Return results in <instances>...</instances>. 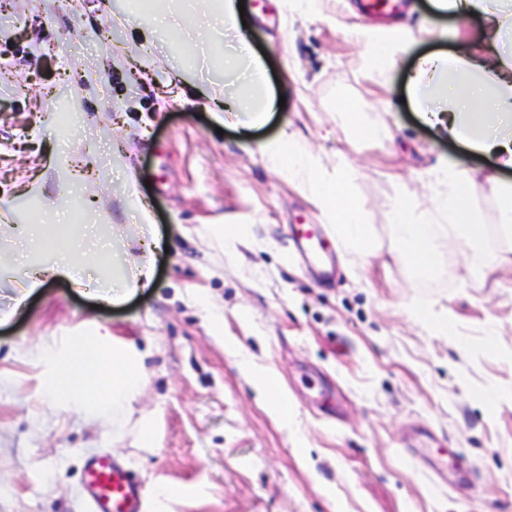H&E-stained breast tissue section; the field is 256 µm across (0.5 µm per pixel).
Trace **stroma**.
Here are the masks:
<instances>
[{"label":"stroma","instance_id":"35a3bbf8","mask_svg":"<svg viewBox=\"0 0 512 512\" xmlns=\"http://www.w3.org/2000/svg\"><path fill=\"white\" fill-rule=\"evenodd\" d=\"M246 35L268 90L284 107L252 129L218 125L224 28L210 41L128 24L131 0H8L0 14V225L31 223L52 201H81L74 217L118 253L138 254L129 180L156 227L155 277L117 306L51 279L0 325V512H86L87 460L113 454L140 485L178 484L167 512H512V235L500 189L512 170L425 125L410 99L429 53L463 54L429 0H395L387 17L360 0H244ZM412 36L387 70L369 68L357 25ZM382 126L359 139L345 108ZM289 134L356 172L352 195L368 226L365 251L344 247L306 188L264 155ZM95 157L75 183L68 161ZM440 166L480 175L468 201L479 218L476 267L464 238L430 203ZM415 193L439 230L435 276L402 258L393 203ZM321 225L332 277L301 254L293 228ZM248 237L225 247L222 229ZM22 237L0 251V309L26 258ZM448 320L435 335L418 319ZM88 321L146 355L149 381L125 439L42 403L27 353L39 338ZM273 373L291 412L280 419L254 384ZM150 416L151 448L135 447Z\"/></svg>","mask_w":512,"mask_h":512}]
</instances>
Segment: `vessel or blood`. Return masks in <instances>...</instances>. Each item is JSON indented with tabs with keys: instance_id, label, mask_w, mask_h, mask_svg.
<instances>
[{
	"instance_id": "obj_1",
	"label": "vessel or blood",
	"mask_w": 512,
	"mask_h": 512,
	"mask_svg": "<svg viewBox=\"0 0 512 512\" xmlns=\"http://www.w3.org/2000/svg\"><path fill=\"white\" fill-rule=\"evenodd\" d=\"M84 486L89 512H142L139 485L109 455L89 460Z\"/></svg>"
}]
</instances>
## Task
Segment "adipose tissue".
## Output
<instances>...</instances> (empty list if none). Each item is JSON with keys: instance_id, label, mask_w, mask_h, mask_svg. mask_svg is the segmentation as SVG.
<instances>
[{"instance_id": "adipose-tissue-1", "label": "adipose tissue", "mask_w": 512, "mask_h": 512, "mask_svg": "<svg viewBox=\"0 0 512 512\" xmlns=\"http://www.w3.org/2000/svg\"><path fill=\"white\" fill-rule=\"evenodd\" d=\"M437 11L462 22L472 17L483 22L484 38L474 44L468 57L449 60L441 55L421 59L411 89L442 86L449 69L460 73L458 82L443 93L436 106H427L424 98L416 100L424 121L437 132L473 145L497 158L504 167H512V0H433ZM221 20L225 27L240 29L238 0H192V8L182 18L197 39L208 38L209 19ZM269 160L290 180L308 183L314 201L336 222L341 241L350 247H363L368 230L361 219V209L350 193L354 171L338 164L333 178H324L321 158L297 147L289 136L267 143ZM437 187V210L450 213L457 232L472 244V259L483 263L478 247V217L468 207L467 198L476 187L465 173L441 168L433 172ZM129 204L141 217L142 254L111 282L74 280L77 288H86L103 301L117 304L125 294L147 287L154 273V235L149 212L138 194H131ZM65 204H53L31 231L36 242L54 254L52 264L29 263L18 285L14 310H21L26 299L43 288L47 278L69 274L75 263L93 257V250L83 249L70 233L61 231L59 218ZM393 230L401 251L413 269L423 277L435 270L439 243L431 225L421 223L410 198H400L394 210ZM37 371L39 392L47 402L63 404L88 420L98 422L113 433H120L122 417L142 393L147 372L145 356L132 345L113 336L103 325L88 322L76 326L64 336L41 339L28 353Z\"/></svg>"}]
</instances>
